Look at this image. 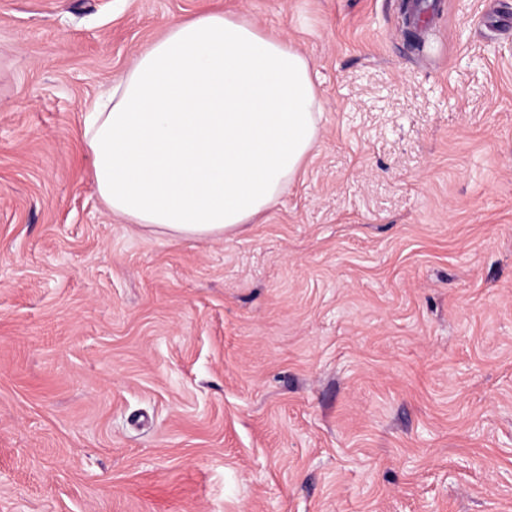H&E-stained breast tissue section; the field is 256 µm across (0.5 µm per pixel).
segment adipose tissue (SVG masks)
<instances>
[{"mask_svg": "<svg viewBox=\"0 0 512 512\" xmlns=\"http://www.w3.org/2000/svg\"><path fill=\"white\" fill-rule=\"evenodd\" d=\"M323 103L291 43L220 13L174 21L85 116L112 214L173 239L220 238L280 201Z\"/></svg>", "mask_w": 512, "mask_h": 512, "instance_id": "adipose-tissue-1", "label": "adipose tissue"}]
</instances>
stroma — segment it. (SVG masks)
<instances>
[{
    "label": "stroma",
    "mask_w": 512,
    "mask_h": 512,
    "mask_svg": "<svg viewBox=\"0 0 512 512\" xmlns=\"http://www.w3.org/2000/svg\"><path fill=\"white\" fill-rule=\"evenodd\" d=\"M0 0V512H512V0ZM311 63L224 239L109 214L83 114L167 24Z\"/></svg>",
    "instance_id": "stroma-1"
}]
</instances>
